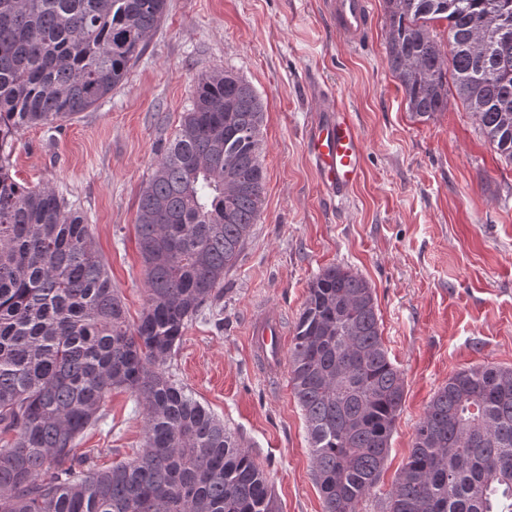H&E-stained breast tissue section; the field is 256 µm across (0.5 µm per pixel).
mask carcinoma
<instances>
[{
    "instance_id": "cac0c4a2",
    "label": "carcinoma",
    "mask_w": 512,
    "mask_h": 512,
    "mask_svg": "<svg viewBox=\"0 0 512 512\" xmlns=\"http://www.w3.org/2000/svg\"><path fill=\"white\" fill-rule=\"evenodd\" d=\"M385 3L387 64L408 110L430 117L457 97L512 163V0ZM167 4L0 0V512H278L240 439L163 368L189 323L224 298V272L260 219L267 103L229 70L194 83L139 197L147 303L135 324L83 217L9 173L21 131L94 108L124 83ZM288 353L323 512H358L404 400L369 283L339 266L319 273ZM116 389L144 407L143 448L77 472L76 440ZM386 512H512V369L448 379Z\"/></svg>"
}]
</instances>
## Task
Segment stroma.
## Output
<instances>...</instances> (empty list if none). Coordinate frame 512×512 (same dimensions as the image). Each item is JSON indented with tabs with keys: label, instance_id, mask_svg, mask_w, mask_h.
<instances>
[{
	"label": "stroma",
	"instance_id": "35a3bbf8",
	"mask_svg": "<svg viewBox=\"0 0 512 512\" xmlns=\"http://www.w3.org/2000/svg\"><path fill=\"white\" fill-rule=\"evenodd\" d=\"M369 9L370 32L354 46L320 0H168L123 86L71 120L24 129L10 157L15 180L53 188L82 213L134 322L147 299L139 195L195 79L231 70L267 102L261 217L224 276L221 305L193 320L166 367L241 435L280 512H323V503L289 377L256 362L249 324L271 312L293 333L323 269L347 268L370 284L404 381L385 467L359 512H386L415 427L449 377L481 364L512 368V164L456 98L428 119L408 111L386 61L385 0ZM325 100L351 113L363 147L364 176L341 197L323 191L307 154ZM144 438L141 404L113 391L79 438L74 466L128 460Z\"/></svg>",
	"mask_w": 512,
	"mask_h": 512
}]
</instances>
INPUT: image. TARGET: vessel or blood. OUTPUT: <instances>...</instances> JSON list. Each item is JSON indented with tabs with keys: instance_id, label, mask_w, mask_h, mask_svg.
<instances>
[{
	"instance_id": "b4317fda",
	"label": "vessel or blood",
	"mask_w": 512,
	"mask_h": 512,
	"mask_svg": "<svg viewBox=\"0 0 512 512\" xmlns=\"http://www.w3.org/2000/svg\"><path fill=\"white\" fill-rule=\"evenodd\" d=\"M324 14L337 33L358 44L370 25L367 0H323ZM323 115L307 135L308 154L321 187L341 196L363 176V150L357 128L349 112L332 104L323 106ZM251 345L267 371H276L283 341L277 315L264 312L254 316L249 326Z\"/></svg>"
}]
</instances>
